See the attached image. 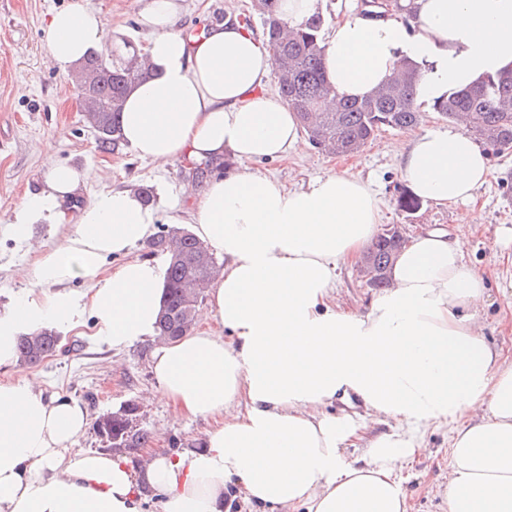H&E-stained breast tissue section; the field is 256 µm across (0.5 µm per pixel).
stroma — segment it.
Returning a JSON list of instances; mask_svg holds the SVG:
<instances>
[{
  "label": "stroma",
  "instance_id": "35a3bbf8",
  "mask_svg": "<svg viewBox=\"0 0 512 512\" xmlns=\"http://www.w3.org/2000/svg\"><path fill=\"white\" fill-rule=\"evenodd\" d=\"M72 0H0V314L6 313L24 284L16 275L33 266L43 248L59 243L70 225L35 224L28 245L11 236L8 225L14 208L44 181L48 161L80 169L102 170L101 184L91 186L77 203H85L111 188L151 186L155 198L189 207L180 188L197 177V160L179 158L157 168L129 150L99 152L95 133L86 123L70 73L51 60L45 27L53 11ZM97 10L115 38H128L145 48L147 36L138 25L135 0H81ZM250 20L262 32L252 0H183L180 25L184 33L222 22L226 14ZM401 130L384 129L358 154L336 157L307 147L285 159L249 162L250 170L278 179L288 188L311 178L341 171L372 181L383 202V221L402 224L407 234L441 226L465 244L467 260L488 279L483 311L488 338L512 357V151L490 154L491 174L476 193L475 204L439 206L422 203L413 213L400 211L396 197L403 189L395 149L404 139ZM64 351L32 367L2 366L0 382L38 377L46 396L77 399L90 418L133 402L140 408L139 423L154 434L152 448L202 446L210 419L173 422L170 406L161 399L151 370L153 341L113 347L95 335L92 318L61 335ZM450 426L428 429L425 443L432 454L415 460L405 473L410 512H446L441 484L448 476Z\"/></svg>",
  "mask_w": 512,
  "mask_h": 512
}]
</instances>
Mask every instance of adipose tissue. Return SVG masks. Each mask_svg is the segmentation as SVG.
Returning a JSON list of instances; mask_svg holds the SVG:
<instances>
[{"instance_id": "obj_1", "label": "adipose tissue", "mask_w": 512, "mask_h": 512, "mask_svg": "<svg viewBox=\"0 0 512 512\" xmlns=\"http://www.w3.org/2000/svg\"><path fill=\"white\" fill-rule=\"evenodd\" d=\"M155 77L127 96L126 146L165 164L186 156L281 159L303 148L294 112L264 93L268 46L230 22L185 40L181 0H137ZM411 20L350 13L321 40L337 94H370L406 61L421 67L418 102L430 104L512 64V0H415ZM45 40L63 69L112 30L95 10L52 14ZM400 175L412 193L448 206L473 199L490 175L486 152L464 130L429 129L404 143ZM55 162L15 208L9 228L26 242L34 224L74 230L23 267L28 286L0 315V366L19 335L69 331L92 317L115 346L151 339V367L175 419L211 417L203 448L140 460L72 448L89 418L36 380L0 383V512H144L141 484L164 512H228V489L252 507L289 512H408L404 470L424 454L422 432L453 424L447 512H512V361L484 334L488 288L459 241L430 230L409 238L391 288L362 310L335 302L342 268L362 257L381 223L370 184L332 173L286 190L242 168L186 184L197 199L194 234L224 266L209 310L224 333L156 339L164 297L159 262L130 258L161 218L132 188L103 193L66 217L64 206L98 180ZM112 256L123 262L112 272ZM88 286L71 290L73 280ZM355 396L363 415L323 407ZM362 448L359 458L346 451Z\"/></svg>"}]
</instances>
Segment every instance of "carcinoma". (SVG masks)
Returning a JSON list of instances; mask_svg holds the SVG:
<instances>
[{
	"label": "carcinoma",
	"instance_id": "1",
	"mask_svg": "<svg viewBox=\"0 0 512 512\" xmlns=\"http://www.w3.org/2000/svg\"><path fill=\"white\" fill-rule=\"evenodd\" d=\"M263 21L267 45L272 53L273 72L280 97L296 112L308 140L329 154L359 150L380 130L408 129L417 125L421 113L416 103L420 67L407 63L372 94L362 99L343 98L324 80L319 34L323 17L315 16L304 26L290 28L280 18L279 0H254ZM142 55L129 41L110 50L91 51L79 72V81L90 91L83 102L87 120L96 134L100 151L117 152L121 146L120 116L128 92L149 77ZM447 121L467 119L466 131L498 153L512 151V68L486 75L472 84L448 92L432 105ZM396 203L406 213L417 210L420 199L403 189ZM153 252L167 255L165 301L158 320L159 336L176 341L194 329L204 292L219 272L214 254L191 232L169 225L149 242ZM401 245L378 234L366 251L374 270L368 285L381 290L388 286V270ZM58 337L44 330L25 335L17 343V365H34L53 356ZM137 406L128 404L99 415L93 427L108 448L127 455L145 447L151 433L134 428Z\"/></svg>",
	"mask_w": 512,
	"mask_h": 512
}]
</instances>
